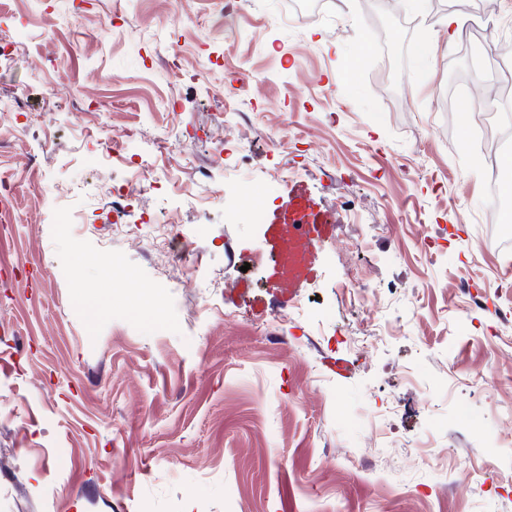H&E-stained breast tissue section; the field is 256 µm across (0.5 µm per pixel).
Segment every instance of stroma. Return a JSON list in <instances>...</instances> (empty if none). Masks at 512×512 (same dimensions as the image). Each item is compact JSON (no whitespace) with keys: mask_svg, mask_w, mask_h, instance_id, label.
I'll return each instance as SVG.
<instances>
[{"mask_svg":"<svg viewBox=\"0 0 512 512\" xmlns=\"http://www.w3.org/2000/svg\"><path fill=\"white\" fill-rule=\"evenodd\" d=\"M226 8L0 0V38L22 35L0 100L25 105L0 111V512H512V251L472 139L512 156V111L448 104L475 60L449 16L510 46L512 0H247L230 36ZM107 140L164 176L121 234ZM300 211L332 231L305 321L275 326ZM155 224L192 241L194 285L168 281Z\"/></svg>","mask_w":512,"mask_h":512,"instance_id":"35a3bbf8","label":"stroma"}]
</instances>
